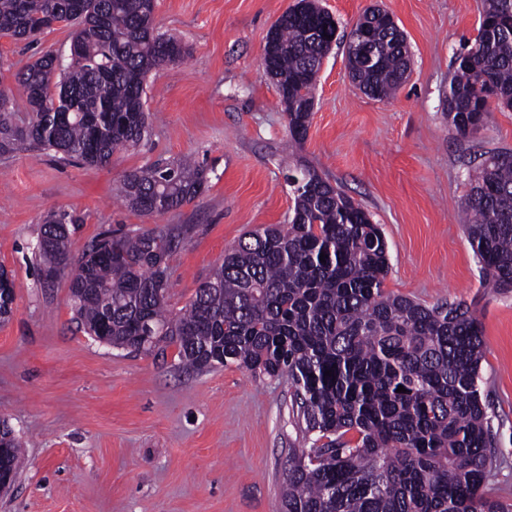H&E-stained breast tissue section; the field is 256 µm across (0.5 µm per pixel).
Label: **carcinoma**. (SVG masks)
Listing matches in <instances>:
<instances>
[{
    "label": "carcinoma",
    "mask_w": 512,
    "mask_h": 512,
    "mask_svg": "<svg viewBox=\"0 0 512 512\" xmlns=\"http://www.w3.org/2000/svg\"><path fill=\"white\" fill-rule=\"evenodd\" d=\"M302 2L269 28L262 58L296 142L313 112L312 75L341 40L317 0ZM53 20L75 27L80 59L58 66L49 50L27 66L19 82L31 117L22 125L0 93V155L33 147L106 166L117 151L148 141L146 77L181 61L187 47L158 32L154 0H0V33L16 40L36 38ZM357 25L364 35L351 32L345 43L352 82L391 99L410 66L406 36L373 9ZM452 67L448 119L460 133L485 125L481 83L512 109V0H483L478 36ZM206 183L199 164L161 161L126 173L118 196L143 215L162 214L192 203ZM288 184V223L245 234L175 316L169 261L186 242L184 224L107 232L75 260L68 240L77 219L56 213L36 252L44 268L68 277L80 328L114 348L152 352L168 343L193 371L236 364L288 377L312 445L288 464L284 512H512L486 491L496 441L480 397L475 311L386 292L387 243L370 214L313 169ZM462 220L490 288L511 291V153L485 160ZM13 289L1 268V321L12 312Z\"/></svg>",
    "instance_id": "obj_1"
}]
</instances>
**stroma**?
<instances>
[{"label":"stroma","instance_id":"1","mask_svg":"<svg viewBox=\"0 0 512 512\" xmlns=\"http://www.w3.org/2000/svg\"><path fill=\"white\" fill-rule=\"evenodd\" d=\"M295 2L155 0L159 31L181 38L188 54L147 79L150 140L96 168L51 151L0 156V266L16 282L13 313L0 323V421L22 443L0 512H282L288 458L309 445L287 377L234 365L196 373L180 368L173 346L156 355L99 342L78 328L66 280L41 281L33 247L54 211L79 219L69 243L76 259L108 229L190 225L170 261L169 305L178 311L246 232L287 223V176L303 166L380 225L387 292L475 309L481 395L498 449L487 486L512 503V291L483 288L457 219L482 160L512 153V109H493L468 136L446 104L452 61L478 34L482 0H318L343 34L370 7L390 12L412 63L399 94L379 101L353 86L344 48L333 45L299 144L262 67L267 30ZM71 39L63 25L33 43L0 34V91L16 122L29 111L18 73L42 51L68 52ZM186 155L207 173L191 204L145 216L116 197L126 172Z\"/></svg>","mask_w":512,"mask_h":512}]
</instances>
